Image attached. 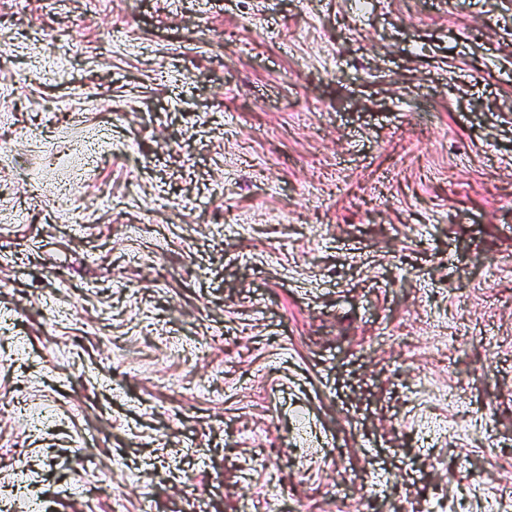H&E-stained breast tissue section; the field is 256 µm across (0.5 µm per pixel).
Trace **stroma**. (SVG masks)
<instances>
[{"label": "stroma", "instance_id": "obj_1", "mask_svg": "<svg viewBox=\"0 0 512 512\" xmlns=\"http://www.w3.org/2000/svg\"><path fill=\"white\" fill-rule=\"evenodd\" d=\"M21 469L46 512H512V0H0Z\"/></svg>", "mask_w": 512, "mask_h": 512}]
</instances>
